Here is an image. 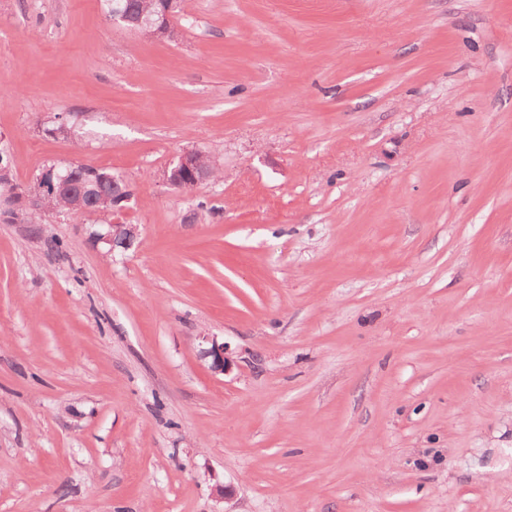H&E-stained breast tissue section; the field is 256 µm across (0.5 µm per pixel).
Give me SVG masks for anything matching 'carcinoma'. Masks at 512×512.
<instances>
[{"mask_svg": "<svg viewBox=\"0 0 512 512\" xmlns=\"http://www.w3.org/2000/svg\"><path fill=\"white\" fill-rule=\"evenodd\" d=\"M107 13L117 7L127 19V25L138 27L144 14L154 12L159 0H105ZM94 168L86 164H75L69 167V173L63 189L49 191L45 197L44 207L40 211L26 212L21 215L22 224H40L42 217L50 214H64L95 199L101 202V208L112 209V197L126 195V186L122 179H112V171L102 170L103 176L96 183H91Z\"/></svg>", "mask_w": 512, "mask_h": 512, "instance_id": "carcinoma-1", "label": "carcinoma"}]
</instances>
